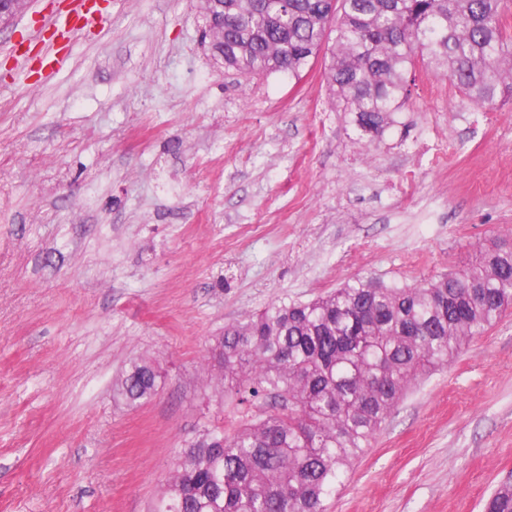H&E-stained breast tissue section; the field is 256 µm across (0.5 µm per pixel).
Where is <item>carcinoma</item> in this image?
<instances>
[{
  "label": "carcinoma",
  "instance_id": "cac0c4a2",
  "mask_svg": "<svg viewBox=\"0 0 512 512\" xmlns=\"http://www.w3.org/2000/svg\"><path fill=\"white\" fill-rule=\"evenodd\" d=\"M509 0H201L224 16L213 59L248 82L299 76L327 48L332 105L380 135L401 111L419 66L479 105L512 100ZM512 308V242L478 250L459 272L422 286L358 278L308 302H282L224 328V395L245 407L221 448L188 444L152 512H326L392 410L421 377L448 365ZM158 374L130 364L117 384L129 405ZM485 512H512V482Z\"/></svg>",
  "mask_w": 512,
  "mask_h": 512
}]
</instances>
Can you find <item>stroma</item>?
Segmentation results:
<instances>
[{
  "label": "stroma",
  "instance_id": "35a3bbf8",
  "mask_svg": "<svg viewBox=\"0 0 512 512\" xmlns=\"http://www.w3.org/2000/svg\"><path fill=\"white\" fill-rule=\"evenodd\" d=\"M33 0L0 28V512H149L238 412L206 382L226 325L356 278L413 287L512 230V102L418 72L379 141L315 58L243 82L196 0H95L38 63ZM33 57L15 69L14 51ZM161 372L132 408L131 360ZM512 481V311L417 384L327 512H482Z\"/></svg>",
  "mask_w": 512,
  "mask_h": 512
}]
</instances>
